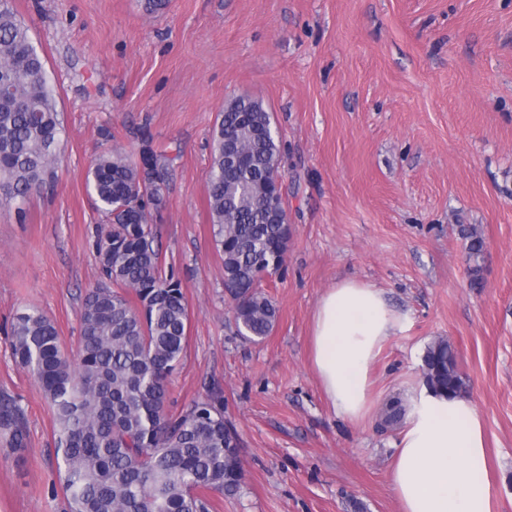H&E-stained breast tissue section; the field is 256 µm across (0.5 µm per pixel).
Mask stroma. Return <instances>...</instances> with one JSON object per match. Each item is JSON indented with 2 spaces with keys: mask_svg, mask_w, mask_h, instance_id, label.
<instances>
[{
  "mask_svg": "<svg viewBox=\"0 0 512 512\" xmlns=\"http://www.w3.org/2000/svg\"><path fill=\"white\" fill-rule=\"evenodd\" d=\"M43 55L64 134L54 190L0 204V393L25 411L27 446L0 437V512H64L53 413L13 358L11 322L43 311L75 352L93 249L107 227L89 194L95 155L170 159L158 227L190 311L170 378L178 413L224 391L244 483L213 512H400L390 483L398 427L387 401L423 380L448 340L478 407L492 512H512V0H13ZM261 100L283 151L290 241L261 287L266 338L238 335L207 203L211 136L226 100ZM113 141H106L103 130ZM462 224L486 243L472 286ZM382 289L405 322L372 370V406L338 417L310 361L321 296L342 279Z\"/></svg>",
  "mask_w": 512,
  "mask_h": 512,
  "instance_id": "35a3bbf8",
  "label": "stroma"
}]
</instances>
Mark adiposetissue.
Masks as SVG:
<instances>
[{
    "label": "adipose tissue",
    "instance_id": "adipose-tissue-1",
    "mask_svg": "<svg viewBox=\"0 0 512 512\" xmlns=\"http://www.w3.org/2000/svg\"><path fill=\"white\" fill-rule=\"evenodd\" d=\"M403 322L382 290L355 280L338 282L321 297L311 358L337 415L352 423L365 415L371 367ZM409 404L390 465L400 512H491L485 436L475 403L423 385Z\"/></svg>",
    "mask_w": 512,
    "mask_h": 512
}]
</instances>
